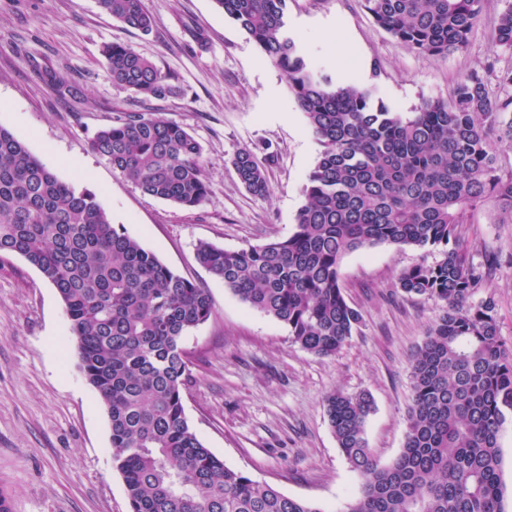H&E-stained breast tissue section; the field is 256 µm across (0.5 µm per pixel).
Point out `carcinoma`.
Listing matches in <instances>:
<instances>
[{
	"mask_svg": "<svg viewBox=\"0 0 512 512\" xmlns=\"http://www.w3.org/2000/svg\"><path fill=\"white\" fill-rule=\"evenodd\" d=\"M214 2L284 73L320 152L287 238L233 251L201 242L198 262L241 302L285 324L292 343L332 356L361 321L340 284L347 253L384 243L440 250L439 261L406 267L396 282L446 304L412 360L400 454L381 465L369 448L368 393L324 399L338 448L361 478L342 512H505L499 436L512 413V354L492 299L473 301L496 256L474 263L456 229L490 202L512 218V161L492 138L512 139V67L471 72L450 100H425L404 115L314 65L288 35L286 0ZM363 2L378 27L435 57L464 49L484 8V0ZM97 4L128 29H153L144 0ZM494 48L512 53V5L498 17ZM103 54L113 83L143 99L172 93L131 46L111 43ZM90 147L152 197L185 208L209 200L201 145L175 122L126 112ZM232 165L248 192L268 194L252 151ZM2 254L23 257L57 290L80 369L105 406L132 512H322L226 467L190 426L183 339L211 317L208 291L114 227L94 192L61 180L0 126Z\"/></svg>",
	"mask_w": 512,
	"mask_h": 512,
	"instance_id": "obj_1",
	"label": "carcinoma"
}]
</instances>
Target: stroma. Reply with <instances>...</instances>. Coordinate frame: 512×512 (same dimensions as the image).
<instances>
[{"label": "stroma", "mask_w": 512, "mask_h": 512, "mask_svg": "<svg viewBox=\"0 0 512 512\" xmlns=\"http://www.w3.org/2000/svg\"><path fill=\"white\" fill-rule=\"evenodd\" d=\"M145 4L155 18L147 34L124 29L97 0H0V125L60 179L94 191L115 227L207 289L212 315L183 341L191 361L184 410L203 444L228 468L341 512L360 479L336 444L323 400L338 389L368 392L370 448L383 464L400 453L411 359L445 304L408 296L396 280L401 269L441 255L390 244L346 254L340 282L362 321L328 357L304 351L286 325L241 302L198 263V243L237 250L288 237L320 146L284 74L214 0ZM511 5L485 0L467 47L445 58L409 51L373 22L362 0H286V21L289 35L337 81L360 82L411 112L422 100L449 99L471 71L512 66V55L492 44L498 16ZM195 27L205 42L192 39ZM114 42L150 59L173 94L144 100L113 84L103 49ZM47 68L63 87L48 84ZM124 112L176 122L199 141L208 202L185 209L151 197L91 150L96 131ZM244 148L265 166L268 197L237 179L231 160ZM458 232L473 259L488 249L500 256L476 296L493 298L499 336L512 351V224L498 223L487 206ZM0 490L11 512H130L107 413L79 367L64 305L17 255L0 257Z\"/></svg>", "instance_id": "35a3bbf8"}]
</instances>
